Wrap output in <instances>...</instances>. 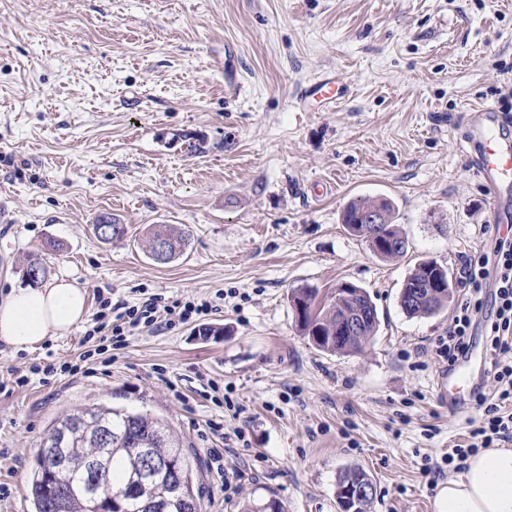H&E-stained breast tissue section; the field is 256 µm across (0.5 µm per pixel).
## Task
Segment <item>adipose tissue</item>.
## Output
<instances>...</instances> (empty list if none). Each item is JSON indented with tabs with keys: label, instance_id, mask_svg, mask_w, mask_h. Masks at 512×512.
<instances>
[{
	"label": "adipose tissue",
	"instance_id": "obj_1",
	"mask_svg": "<svg viewBox=\"0 0 512 512\" xmlns=\"http://www.w3.org/2000/svg\"><path fill=\"white\" fill-rule=\"evenodd\" d=\"M87 313L86 291L60 277L41 288H14L0 299V343L32 350L70 333ZM435 512H512V448L483 449L464 472L440 483Z\"/></svg>",
	"mask_w": 512,
	"mask_h": 512
}]
</instances>
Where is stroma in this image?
Masks as SVG:
<instances>
[{"label":"stroma","mask_w":512,"mask_h":512,"mask_svg":"<svg viewBox=\"0 0 512 512\" xmlns=\"http://www.w3.org/2000/svg\"><path fill=\"white\" fill-rule=\"evenodd\" d=\"M504 68L512 0H0V296L25 286L28 256L52 238L46 277L85 288L89 312L34 351L0 353V512H32L43 438L88 405L164 418L197 457L203 512L271 497L284 512H339L353 467L376 487L372 512H434L440 479L425 466L467 445L475 399L495 385L474 330L464 406L443 403L435 350L467 296L466 262L503 223L463 139L469 108L512 113ZM325 75L345 89L329 109L305 95ZM358 196L392 201L404 256L379 258L344 228ZM102 213L123 239L97 240ZM153 224L188 227L185 255L150 259ZM423 260L455 288L439 313L410 317L399 294ZM344 281L368 291L380 325L362 351L331 355L288 296ZM101 295L214 311L130 337L93 376L15 386L12 370L86 351Z\"/></svg>","instance_id":"obj_1"}]
</instances>
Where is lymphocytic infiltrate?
<instances>
[{"label": "lymphocytic infiltrate", "instance_id": "f902f5d3", "mask_svg": "<svg viewBox=\"0 0 512 512\" xmlns=\"http://www.w3.org/2000/svg\"><path fill=\"white\" fill-rule=\"evenodd\" d=\"M462 278L469 296L456 311L447 336L439 340L436 354L448 363H456L468 352L475 326H483L492 355L496 391L492 397L477 400L479 415L470 422V444L453 449L443 459L444 464L455 465L459 470L478 449L512 439V229L497 236L487 252L469 260ZM488 297L493 300V310L486 317L482 311ZM100 306L85 336L99 338L115 348L126 345L128 336L137 331L169 330L201 320L214 311L207 302L174 300L164 305L156 296L134 304L106 297Z\"/></svg>", "mask_w": 512, "mask_h": 512}]
</instances>
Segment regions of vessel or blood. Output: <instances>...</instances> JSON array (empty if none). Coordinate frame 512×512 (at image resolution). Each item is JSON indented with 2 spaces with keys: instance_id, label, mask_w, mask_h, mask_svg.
Segmentation results:
<instances>
[{
  "instance_id": "vessel-or-blood-1",
  "label": "vessel or blood",
  "mask_w": 512,
  "mask_h": 512,
  "mask_svg": "<svg viewBox=\"0 0 512 512\" xmlns=\"http://www.w3.org/2000/svg\"><path fill=\"white\" fill-rule=\"evenodd\" d=\"M470 144L489 192L492 211L504 206V192L512 190V136L503 132L490 105L473 108L467 117Z\"/></svg>"
}]
</instances>
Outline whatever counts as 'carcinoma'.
Instances as JSON below:
<instances>
[{
	"mask_svg": "<svg viewBox=\"0 0 512 512\" xmlns=\"http://www.w3.org/2000/svg\"><path fill=\"white\" fill-rule=\"evenodd\" d=\"M370 211L381 214L386 226L385 237L399 246L393 252L379 251L377 256L393 259L406 252V239L393 224L394 206L388 199L358 198L351 201L343 214V224L353 235H360L355 225L363 223V217ZM163 238L167 255L160 263L166 264L183 255L189 238L187 228L172 224H155L148 236V243ZM438 293L430 307L407 309L411 317L433 315L442 310L451 295L452 285L448 270L433 261H425L408 276V285H437ZM293 308L317 309L316 317L305 318L300 327L313 344L329 353L358 351L365 341L375 335L379 325L378 312L367 292L353 286L350 291L328 292L321 301L313 288H299L291 294ZM360 309L368 311L371 321L363 330L364 338L336 337L338 310ZM65 433V454L72 465L53 477L49 468L37 461L29 476L30 494L34 512H51V489L57 485L68 491V512H88L90 502L88 485L96 484L104 494L119 496L122 512H156L155 503L168 490L169 482L163 477L140 479L137 471L142 452L148 448L158 461L177 458L180 462L179 482L182 489L196 498H202L200 488L195 486L194 469L189 457L183 452L172 429L161 419L148 412H128L119 408H85L76 410L54 425L47 433L46 440L59 433Z\"/></svg>",
	"mask_w": 512,
	"mask_h": 512,
	"instance_id": "1",
	"label": "carcinoma"
}]
</instances>
